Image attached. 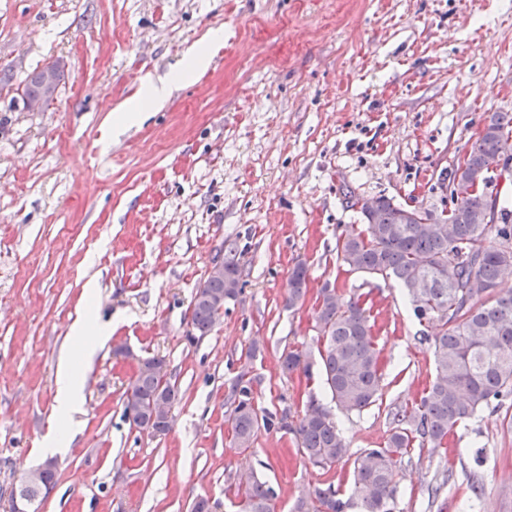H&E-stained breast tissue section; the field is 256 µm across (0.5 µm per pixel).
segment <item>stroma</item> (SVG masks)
<instances>
[{"label":"stroma","instance_id":"stroma-1","mask_svg":"<svg viewBox=\"0 0 512 512\" xmlns=\"http://www.w3.org/2000/svg\"><path fill=\"white\" fill-rule=\"evenodd\" d=\"M207 71L119 134L107 120L147 74L176 71L208 34ZM60 63L54 99L28 110L33 71ZM497 112L512 113V0H0V512L40 466L57 423L56 366L87 282L112 337L84 384L77 434L40 512H237L255 473L277 512L323 483L350 495L347 463L320 469L292 434H231L233 386L296 420L318 374H284V351L316 344L325 283L366 293L382 401L333 411L351 454L382 446L387 406L419 402L430 347L402 290L349 271L337 240L359 225L349 195L437 205L452 169ZM234 247L242 292L206 336L190 304L212 258ZM305 263L302 307L285 306ZM127 346L132 358L116 356ZM165 357L180 391L167 434L136 430L125 391L136 360ZM448 454L414 450L397 470V512H425L451 473L444 512H512V421L485 412ZM484 449L483 464L474 453ZM484 484L481 505L468 478Z\"/></svg>","mask_w":512,"mask_h":512}]
</instances>
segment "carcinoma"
I'll use <instances>...</instances> for the list:
<instances>
[{
	"mask_svg": "<svg viewBox=\"0 0 512 512\" xmlns=\"http://www.w3.org/2000/svg\"><path fill=\"white\" fill-rule=\"evenodd\" d=\"M512 138V114L498 112L471 143L463 160L441 174V188L451 189L450 204L404 206L385 196L360 204L363 229L339 239L338 253L351 269L380 275L403 288L416 318L438 326L430 343L434 379L415 408L392 412L393 428L381 448H367L356 457L329 411L309 396L296 423L288 416L262 415L251 389L238 386L230 421L232 437L248 448L261 428L291 432L297 451L310 464L326 469L352 461V490L343 498L328 483L301 493L293 512H395L398 465L414 445L432 450L448 448L451 437L466 421L486 409L498 411L512 403V289L499 288L504 273L512 269V173L508 184L489 200L474 186L494 182L493 167ZM229 275L207 281V293L224 301L237 299L243 269L233 249L224 255ZM288 299L293 308L304 303L308 268L296 264L290 272ZM367 295L349 297L325 284L318 292L315 328L322 383L336 406L347 414L369 409L382 399L380 351L377 349ZM218 308L205 298H193L188 339L207 335L219 319ZM312 353L295 348L285 352L283 370L309 371ZM149 373L131 378L126 404L142 408L162 399L172 405L178 388L166 360L145 358ZM48 473L40 486L19 481L10 500L29 497L42 503L55 485ZM246 485L240 512H275L277 493L254 474L240 478Z\"/></svg>",
	"mask_w": 512,
	"mask_h": 512,
	"instance_id": "carcinoma-1",
	"label": "carcinoma"
}]
</instances>
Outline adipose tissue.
<instances>
[{"mask_svg":"<svg viewBox=\"0 0 512 512\" xmlns=\"http://www.w3.org/2000/svg\"><path fill=\"white\" fill-rule=\"evenodd\" d=\"M211 40H204L188 50L179 73L160 79L145 78L143 89L137 99L124 105L111 119L110 124L119 128L151 111L163 103L177 85L193 80L204 72L209 63ZM96 293L93 284H86L84 311L73 321L70 338L83 350L84 362H92L97 350L104 346L112 330L99 323L98 315L92 307ZM84 386V375L75 370L70 356H62L56 372V410L58 426L48 434L43 445L47 448L62 449L69 446L74 437L73 414L80 409V398Z\"/></svg>","mask_w":512,"mask_h":512,"instance_id":"ef3b65f1","label":"adipose tissue"}]
</instances>
